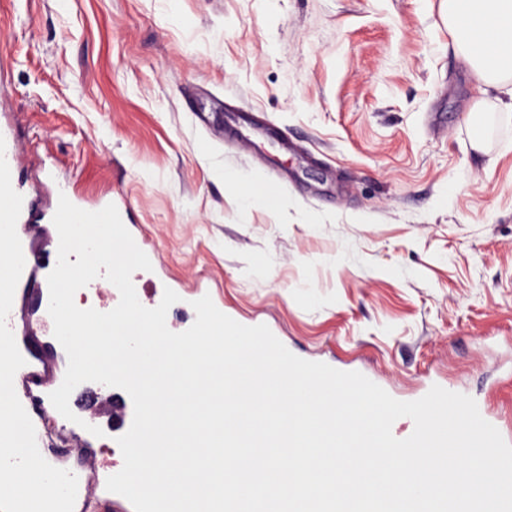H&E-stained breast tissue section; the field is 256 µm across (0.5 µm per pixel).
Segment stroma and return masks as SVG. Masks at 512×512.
<instances>
[{
  "mask_svg": "<svg viewBox=\"0 0 512 512\" xmlns=\"http://www.w3.org/2000/svg\"><path fill=\"white\" fill-rule=\"evenodd\" d=\"M450 43L444 0H0V120L41 229L14 343L43 356L42 396L68 365L35 308L65 181L123 200L156 288L198 286L397 400L441 383L512 441V112ZM227 171L287 213L241 210Z\"/></svg>",
  "mask_w": 512,
  "mask_h": 512,
  "instance_id": "35a3bbf8",
  "label": "stroma"
}]
</instances>
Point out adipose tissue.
<instances>
[{"label":"adipose tissue","instance_id":"adipose-tissue-1","mask_svg":"<svg viewBox=\"0 0 512 512\" xmlns=\"http://www.w3.org/2000/svg\"><path fill=\"white\" fill-rule=\"evenodd\" d=\"M448 33L477 81L512 98V0H448Z\"/></svg>","mask_w":512,"mask_h":512}]
</instances>
